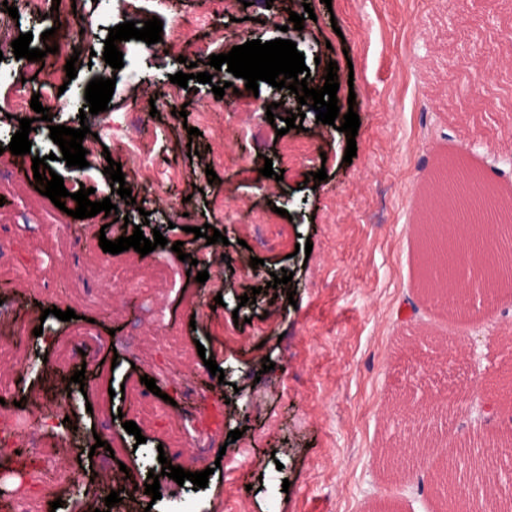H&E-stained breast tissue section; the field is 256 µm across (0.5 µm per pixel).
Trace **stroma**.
I'll list each match as a JSON object with an SVG mask.
<instances>
[{"label": "stroma", "instance_id": "1", "mask_svg": "<svg viewBox=\"0 0 512 512\" xmlns=\"http://www.w3.org/2000/svg\"><path fill=\"white\" fill-rule=\"evenodd\" d=\"M292 11L313 8L303 30L280 31L258 4L230 0L215 25L224 37L211 39L195 29L177 51L144 53L137 64L116 72L108 116L128 112L140 102L146 124L158 138L154 160L170 173L164 184L145 178L120 148L89 156L78 169L50 161L64 181L81 179L103 200L110 182L105 157L120 162L133 203L117 199L118 216L97 214L108 240L128 237L142 226L152 237L162 226V211L175 206L179 227L164 228L165 265L152 256H128L111 286H101L99 252L84 253L80 276L67 262L73 238L85 222L50 208L35 181L0 186V230L14 240L10 262L0 263V416L15 407L45 421L68 414L67 431L42 432L43 456L28 462V488L38 512H441L429 488L433 471L448 450L435 447L429 461L391 479L380 473L375 454L389 439L415 430L420 416L447 433L463 436L469 408L479 407L498 370L512 361L502 337L512 336V298L486 305L472 294L467 312L448 315L419 287L418 240L425 195L439 164L459 159L479 171L500 193L512 196V66L482 76L480 59L455 60L465 31L448 23V0H291ZM144 0H129L115 15L107 0H76L75 11L28 25L32 47L42 45L45 30L62 26L68 38L44 61L5 60V67L27 79L31 93L48 108L49 124L94 126L95 116L79 120L66 108L58 86L43 85L45 70L64 68L70 56L80 66L72 87H84L109 66L102 58L109 30L120 21L149 18ZM89 26L95 45L79 38ZM287 38L303 53L311 78L328 63L339 70V105H352L360 119L356 155L344 162L345 133L317 122L306 110L303 130L277 135L270 117L281 92L260 83L258 92L244 79L214 71L211 82L189 80L179 103L185 116L165 104L170 75L209 70L210 55L229 52L252 40ZM232 81V90L215 97L214 87ZM274 104L273 113L260 103ZM211 115L199 123L198 113ZM200 134L189 137L188 128ZM223 147L224 160L213 164L212 150ZM283 173L264 177L265 162ZM217 178L208 181L207 165ZM326 170L327 180L311 186L305 178ZM223 208H215V200ZM70 225L60 236L51 221ZM212 225L229 240L219 248L194 238L193 228ZM311 238V252L296 251L299 237ZM211 254L208 273L222 272L224 286L212 288L189 276L190 262L179 253ZM262 264L251 267V258ZM31 270L17 283L18 270ZM292 272L275 294L260 289L280 270ZM136 282L163 304L168 326L155 332L137 320L136 305L125 304L122 286ZM255 292V302L239 298ZM223 306H216V299ZM70 308L76 317L62 321L50 308ZM42 328L34 336V328ZM137 335L135 353L84 350L88 335L112 329ZM472 347L475 360L456 354ZM216 360L224 379L212 376L204 357ZM275 367L263 371V359ZM85 380H72L76 370ZM154 378L162 394L177 397L183 379L203 393L215 394L207 412L221 433L242 430L225 453L207 451L212 473L206 488L192 482L160 483L161 497L143 490L149 468L136 451L187 448L197 431L184 419L183 406L160 415L159 396L133 406L131 396ZM124 397H117V390ZM135 422L140 435L128 434L123 421ZM129 479L138 490L125 507H106L105 484Z\"/></svg>", "mask_w": 512, "mask_h": 512}]
</instances>
